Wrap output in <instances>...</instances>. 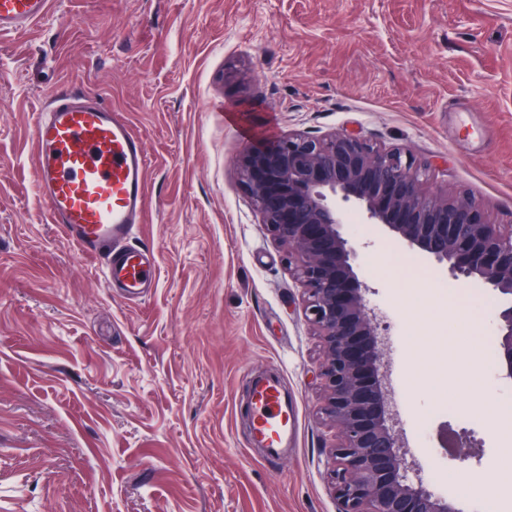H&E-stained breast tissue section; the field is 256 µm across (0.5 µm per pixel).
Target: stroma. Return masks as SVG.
Instances as JSON below:
<instances>
[{
  "label": "stroma",
  "mask_w": 512,
  "mask_h": 512,
  "mask_svg": "<svg viewBox=\"0 0 512 512\" xmlns=\"http://www.w3.org/2000/svg\"><path fill=\"white\" fill-rule=\"evenodd\" d=\"M58 91L97 94L145 141L133 243L158 276L138 299L36 194L33 115ZM334 130L404 147L427 191H467L512 224V0H55L0 33V512H337L320 343L235 169L258 138ZM347 221L387 330L408 478L431 489L466 471L497 498L500 406L461 393L457 362L496 297L445 323L466 288ZM260 375L298 414L273 463L250 441Z\"/></svg>",
  "instance_id": "obj_1"
}]
</instances>
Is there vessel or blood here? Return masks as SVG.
Here are the masks:
<instances>
[{
	"instance_id": "1",
	"label": "vessel or blood",
	"mask_w": 512,
	"mask_h": 512,
	"mask_svg": "<svg viewBox=\"0 0 512 512\" xmlns=\"http://www.w3.org/2000/svg\"><path fill=\"white\" fill-rule=\"evenodd\" d=\"M53 0H0V32L41 22ZM35 189L50 223L83 253L102 257L105 279L136 297L156 276L153 251L131 238L147 204L149 159L129 121L91 93L52 95L32 128ZM253 430L268 460L281 457L297 419L280 384L257 385Z\"/></svg>"
}]
</instances>
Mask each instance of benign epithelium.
<instances>
[{"label":"benign epithelium","mask_w":512,"mask_h":512,"mask_svg":"<svg viewBox=\"0 0 512 512\" xmlns=\"http://www.w3.org/2000/svg\"><path fill=\"white\" fill-rule=\"evenodd\" d=\"M239 180L272 238L288 253L323 361L318 377L338 512H459L405 479L387 387L383 329L356 270L348 208L396 246L433 261L451 279L506 300L495 314L500 366L512 378V228L490 223L473 195L429 194L422 167L399 147L334 131L288 133L251 145Z\"/></svg>","instance_id":"1"}]
</instances>
